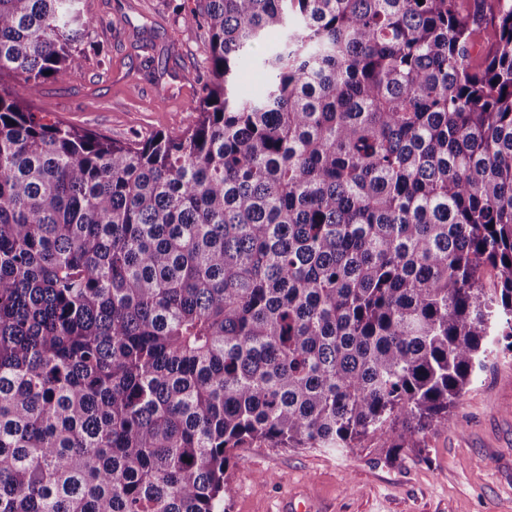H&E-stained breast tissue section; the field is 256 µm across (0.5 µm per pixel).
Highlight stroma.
Returning <instances> with one entry per match:
<instances>
[{
	"instance_id": "obj_1",
	"label": "stroma",
	"mask_w": 512,
	"mask_h": 512,
	"mask_svg": "<svg viewBox=\"0 0 512 512\" xmlns=\"http://www.w3.org/2000/svg\"><path fill=\"white\" fill-rule=\"evenodd\" d=\"M196 0H85L98 24L82 67L46 81L31 105L47 120L115 140L182 133L207 75L205 29L183 22ZM226 512H277L306 491L329 512H512V350L498 347L423 447L365 442L344 452L240 449Z\"/></svg>"
}]
</instances>
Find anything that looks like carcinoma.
<instances>
[{"instance_id": "1", "label": "carcinoma", "mask_w": 512, "mask_h": 512, "mask_svg": "<svg viewBox=\"0 0 512 512\" xmlns=\"http://www.w3.org/2000/svg\"><path fill=\"white\" fill-rule=\"evenodd\" d=\"M184 21L189 128L118 141L1 81L81 67L82 0H0V512H219L239 448H419L512 348V0ZM269 44L267 41L257 45L253 54L244 61L245 67L240 75V83L245 89L255 90L265 83V71L255 62V57L262 55L268 49Z\"/></svg>"}]
</instances>
